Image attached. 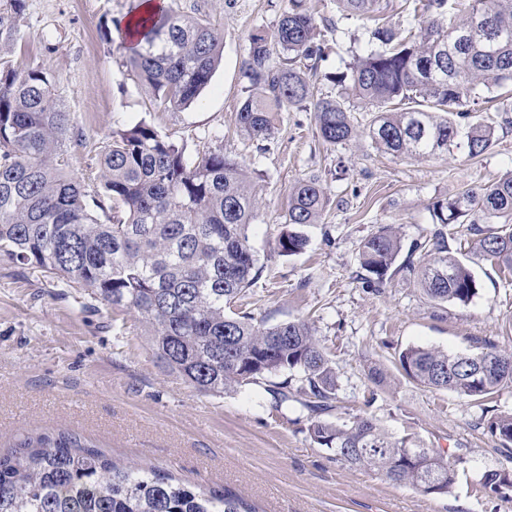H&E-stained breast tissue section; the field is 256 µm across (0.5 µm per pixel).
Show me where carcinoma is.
Instances as JSON below:
<instances>
[{
	"instance_id": "obj_1",
	"label": "carcinoma",
	"mask_w": 512,
	"mask_h": 512,
	"mask_svg": "<svg viewBox=\"0 0 512 512\" xmlns=\"http://www.w3.org/2000/svg\"><path fill=\"white\" fill-rule=\"evenodd\" d=\"M343 10L379 20L382 0H337ZM430 19L400 36L383 26L373 42L333 78L342 93L310 101L294 67L320 60L315 17L308 0H288L273 37L250 36L243 78L253 89L236 115L240 131L266 138L273 113L311 102L319 135L330 144L355 138L359 126L346 101L373 109L365 134L383 153L419 158L464 144L470 157L493 144L491 125L470 123L469 104L512 81V0H408ZM448 17V29L436 23ZM140 48L128 58L141 85L165 107L193 103L221 58L223 34L210 21L163 8L138 25ZM68 113L54 97L41 67L0 63V257L59 275L114 309L137 313L168 371L197 389L221 394L269 383L275 409L290 399L291 377L314 412L332 408L338 379L325 348L304 320L268 325L235 311L257 278L249 243L257 199L250 176L220 148L188 160L182 147L144 122L112 136L100 157L101 192L94 201L116 202L121 215L104 223L88 192L65 173ZM326 206L321 180L310 175L290 193L280 254L308 245L304 228ZM439 224L424 245L427 259L407 257L426 296L467 303L476 278L449 245L448 227L469 220L481 235V256L512 271V173L468 188L432 207ZM496 228L483 230L481 225ZM402 250L393 224L361 245L363 280L381 288ZM404 374L417 384L449 390L480 403L512 386V352L485 339L469 353L410 346L398 353ZM285 376L281 382L272 378ZM487 429L512 449V412L490 417ZM317 445L352 467L374 468L388 480L426 494L452 493L463 457L423 448L406 461L408 444L369 416L317 420L309 426ZM481 489L501 498L512 491V472L488 470ZM0 512H259L229 491L192 489L151 467L123 466L68 431L26 437L0 453Z\"/></svg>"
}]
</instances>
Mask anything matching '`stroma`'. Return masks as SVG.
<instances>
[{"label": "stroma", "mask_w": 512, "mask_h": 512, "mask_svg": "<svg viewBox=\"0 0 512 512\" xmlns=\"http://www.w3.org/2000/svg\"><path fill=\"white\" fill-rule=\"evenodd\" d=\"M131 0H25L13 14L0 0L19 38L6 57L39 65L82 140L65 171L88 193L99 186V158L112 133L144 122L186 147L187 158L223 148L251 173L257 219L250 243L262 272L242 301L255 318L274 324L308 320L329 354L339 383L328 420L370 415L411 447L461 450L464 462L452 494L430 496L387 481L377 470L337 460L313 442L317 420L296 394L274 410L266 385L220 395L195 389L168 373L133 312L112 309L62 278L0 257V452L22 435L66 430L106 455L161 467L183 484L228 489L262 512H512V500L478 492L481 474L512 469L499 440L486 429L493 412L512 411V387L477 405L448 390L404 377L403 348L431 346L451 353L484 339L512 350V274L484 260L479 238L458 226L450 247L471 266L477 295L466 304L430 301L415 275L398 271L383 288L362 283L359 246L386 224L399 228L402 255L420 260L417 244L434 231L433 202L497 181L512 170V112L494 102L474 106L492 124L494 144L477 158L464 147L405 158L377 151L366 135L343 145L324 142L312 108L278 113L269 139L236 127L245 97L242 63L255 30L273 34L288 0H167L187 15L222 29V59L193 104L154 103L128 65L115 24ZM326 56L302 61L314 97L337 95L328 74L341 72L366 47L372 20L348 15L337 0H310ZM319 175L327 205L306 229L307 249L280 255L276 238L289 190ZM388 371L384 385L367 368Z\"/></svg>", "instance_id": "35a3bbf8"}]
</instances>
